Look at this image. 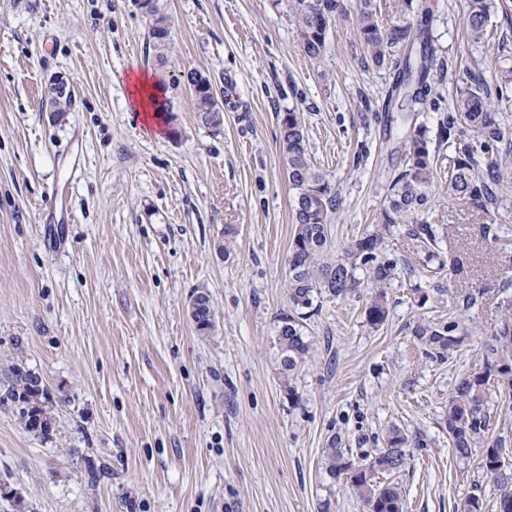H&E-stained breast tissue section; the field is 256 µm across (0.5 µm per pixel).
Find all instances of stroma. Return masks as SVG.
I'll list each match as a JSON object with an SVG mask.
<instances>
[{
  "mask_svg": "<svg viewBox=\"0 0 512 512\" xmlns=\"http://www.w3.org/2000/svg\"><path fill=\"white\" fill-rule=\"evenodd\" d=\"M155 2L170 24L162 44L140 0H0V377L15 364L37 375L52 419L34 433L0 404V512H367L327 475L324 450L337 433L371 452L392 425L427 443L400 474L407 512H457L474 494L497 512L493 478L456 457L442 424L512 269L489 264L483 215L446 187L429 219L460 271L429 282L394 234L402 275L386 323L369 327L357 297L323 300L299 401L281 383L273 339L294 226L276 112L303 114L341 197L343 246L372 224L402 163L403 126L376 115L388 72L364 69L348 20L314 63L276 0ZM427 3L448 69L442 101L415 120L434 132L468 73L512 64V0H497L477 43L461 0ZM187 69L222 100L220 132L198 121ZM138 70L165 87L162 134L125 109ZM59 77L72 96L58 119L45 92ZM478 279L493 291L464 318L468 339L426 359L411 329L447 317L436 286ZM198 291L215 316L205 334L188 316Z\"/></svg>",
  "mask_w": 512,
  "mask_h": 512,
  "instance_id": "1",
  "label": "stroma"
}]
</instances>
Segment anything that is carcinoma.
Wrapping results in <instances>:
<instances>
[{
	"instance_id": "obj_1",
	"label": "carcinoma",
	"mask_w": 512,
	"mask_h": 512,
	"mask_svg": "<svg viewBox=\"0 0 512 512\" xmlns=\"http://www.w3.org/2000/svg\"><path fill=\"white\" fill-rule=\"evenodd\" d=\"M290 20L299 43L310 61L318 63L327 51L332 23L346 15L345 0H286ZM144 7L154 17L153 38L163 42L169 35L167 18L152 0ZM463 23L471 37L484 36L496 10L495 0H464ZM432 14L424 0H400L396 16L382 19L378 0H355V26L362 62L367 67L393 71L382 111L407 120L418 106L440 96L434 76L441 63L440 50L430 33ZM492 80L502 77L499 95L508 96L512 67L492 63L485 67ZM189 80L197 86L195 109L202 125L214 132L224 127V111H215L219 102L210 79L198 71ZM486 78L471 79L456 89L452 112L438 126V145H432L428 128L415 125L404 140V166L390 181L387 194L374 218L373 228L338 250L332 240L331 224L341 197L326 174L313 162L301 113L286 107L276 113L282 159L292 190L291 214L294 233L288 250L286 280L288 313L280 319L275 345L280 358V375L288 399L298 401L292 380L305 362L311 342L305 321L322 299H343L359 286L357 271L366 272L372 291L363 311L366 324L379 328L389 314L387 288L400 278L398 258L387 249L392 229L403 225V237L426 262L438 261L426 272L437 279L444 275V261L436 246L440 225L428 221L430 203L438 180L448 178V193L487 215L499 201L504 177L493 151L512 142V128L499 120L482 85ZM448 154L440 155V146ZM512 230L492 222L480 226L481 236L496 246L509 241ZM488 286L475 282L452 299L448 318L439 322L421 320L411 335L417 347L429 357L444 358L459 346L466 331L463 316L480 308ZM499 316L479 348V359L456 380L448 397L444 424L448 443L455 455L465 459L480 452V468L493 477L499 512H512V432L497 426L490 413L492 396L500 399L504 413L512 412V299L501 298ZM41 391L39 378L19 365L9 369L0 382V400L20 404L23 421H39L51 427L47 411L35 403ZM421 437H412L396 426L383 436L382 447L356 461L331 437L325 449L326 472L343 480L370 512H404V493L393 476L402 472L410 449L425 448Z\"/></svg>"
}]
</instances>
